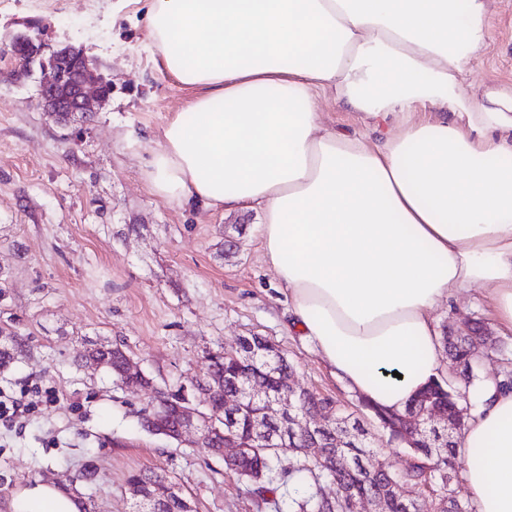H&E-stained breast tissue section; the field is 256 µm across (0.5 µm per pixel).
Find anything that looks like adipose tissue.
<instances>
[{
	"label": "adipose tissue",
	"mask_w": 512,
	"mask_h": 512,
	"mask_svg": "<svg viewBox=\"0 0 512 512\" xmlns=\"http://www.w3.org/2000/svg\"><path fill=\"white\" fill-rule=\"evenodd\" d=\"M490 16L491 0H148L154 65L191 97L147 186L258 210L289 331L386 409L442 371L431 313L458 290L485 287L512 334V85H464ZM323 99L359 129L323 126ZM456 453L475 512H512V390L483 385ZM8 507L84 510L41 481Z\"/></svg>",
	"instance_id": "ef3b65f1"
}]
</instances>
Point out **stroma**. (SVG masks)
<instances>
[{"label": "stroma", "mask_w": 512, "mask_h": 512, "mask_svg": "<svg viewBox=\"0 0 512 512\" xmlns=\"http://www.w3.org/2000/svg\"><path fill=\"white\" fill-rule=\"evenodd\" d=\"M147 0H0V40L46 23V43L83 49L112 82L90 118L57 122L37 108L38 75L19 78L0 57V326L22 336L0 368V390L38 385L56 400L22 425L0 427V512L12 490L35 480L65 484L95 471L97 512H131L130 476L176 482L194 512H280L195 437L153 434L139 413L156 390H177L209 354L253 334L297 366V383L358 409V396L311 345L288 332V305L264 262L261 215L187 211L153 195L142 171L186 89L160 74L148 52ZM466 85L512 83V0H494L488 46ZM486 291L460 289L438 306V327L489 321ZM120 344L153 384L114 385L86 363L94 343Z\"/></svg>", "instance_id": "1"}]
</instances>
